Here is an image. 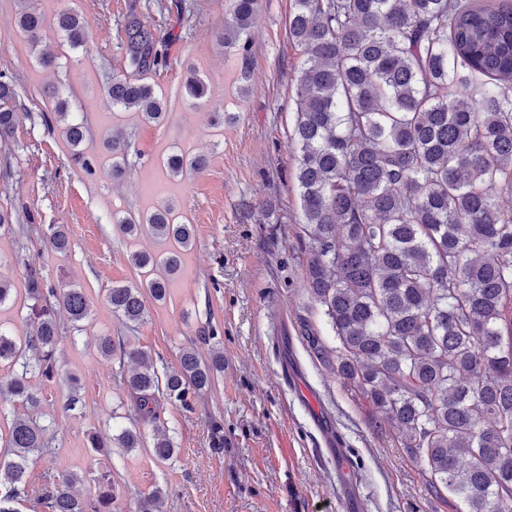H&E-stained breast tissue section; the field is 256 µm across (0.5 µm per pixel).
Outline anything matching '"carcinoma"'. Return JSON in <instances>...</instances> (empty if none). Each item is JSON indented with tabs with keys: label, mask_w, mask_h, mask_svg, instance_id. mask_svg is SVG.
<instances>
[{
	"label": "carcinoma",
	"mask_w": 512,
	"mask_h": 512,
	"mask_svg": "<svg viewBox=\"0 0 512 512\" xmlns=\"http://www.w3.org/2000/svg\"><path fill=\"white\" fill-rule=\"evenodd\" d=\"M17 28L44 70L58 57L39 50L52 27L70 49L86 47L88 25L71 8L47 17L38 0H18ZM259 0H235L220 41L249 58ZM197 0H181L180 26L198 17ZM300 49L296 69L295 171L300 198L306 293L320 308L336 346L303 328L311 357L382 413L395 447L419 466L437 497L461 502V512H512V0H292L288 22ZM181 34L157 33L136 7L118 30L124 69L108 78L112 111L145 123L169 119L151 79L168 64V46ZM184 91L192 107L208 103L195 73ZM55 102L44 125L66 141L74 165L123 180L131 144L121 133L87 153L84 120L68 111L58 85L43 87ZM23 107L14 80L0 73V142L12 140ZM207 158L176 151L162 159L169 177L203 170ZM25 205L0 209V231L25 235ZM122 233L146 232L170 243L159 257L133 252L146 270L141 287L116 286L112 311L126 324L144 322L148 301L162 302L194 244L193 225L170 203L143 214L112 217ZM56 253L69 250L66 229L47 227ZM27 330L0 329V400L35 410L41 396L32 378L57 373L59 310L76 324L89 314L79 289L56 287L43 268L23 269ZM106 358L129 357L141 370L122 384L136 399L138 419L160 422V401L194 408L224 372V355L201 360L184 348L177 370H159L140 351L106 338ZM50 426L34 416L12 418L0 447V512H21L33 500L48 512H112V473L93 479L99 492L82 499V476L46 471L26 480L30 457L51 451ZM136 424L112 435V447L145 448ZM160 463L176 455L174 439H153Z\"/></svg>",
	"instance_id": "cac0c4a2"
}]
</instances>
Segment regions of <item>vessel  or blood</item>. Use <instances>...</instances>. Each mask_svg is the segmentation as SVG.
<instances>
[{
    "instance_id": "obj_1",
    "label": "vessel or blood",
    "mask_w": 512,
    "mask_h": 512,
    "mask_svg": "<svg viewBox=\"0 0 512 512\" xmlns=\"http://www.w3.org/2000/svg\"><path fill=\"white\" fill-rule=\"evenodd\" d=\"M281 378L293 395L308 408L318 435V442L324 448L339 472H347L350 464L336 426L318 401L315 391L301 372L289 365H282Z\"/></svg>"
}]
</instances>
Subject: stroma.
Masks as SVG:
<instances>
[{
	"label": "stroma",
	"instance_id": "obj_1",
	"mask_svg": "<svg viewBox=\"0 0 512 512\" xmlns=\"http://www.w3.org/2000/svg\"><path fill=\"white\" fill-rule=\"evenodd\" d=\"M148 2L43 0L47 11L70 6L88 23L84 65L59 68L52 78L66 88L71 111L87 118L90 152L99 153L104 135L114 129L129 138L132 170L115 184L74 168L60 134L43 126L41 89L50 77L35 65L15 26L17 0H0V72L13 76L30 97L12 141L0 143V160L12 162L11 179L0 182V206L24 200L35 222L24 239L0 233V275L21 282L24 262H33L57 287L82 289L90 305L85 321L64 323L59 333L58 375L35 382L42 419L57 425L52 452L31 458L29 481L38 482L47 470L88 478L111 469L119 488L115 512H137L140 500L158 488L159 512H342L335 467L319 451L304 406L278 376L269 337L281 321L291 355L338 424L369 512H456L430 493L403 449L374 433L371 423L381 420L380 411L313 360L300 335L301 322L321 329L325 319L304 292L290 144L300 52L288 40L290 0H260L245 62L218 37L234 0H200L195 27L170 45L169 66L155 80L170 112L159 126L128 113L114 120L103 90L108 74L120 66L117 29L123 14L130 4ZM193 70L207 78L211 106L230 113L223 129L209 127L205 112L184 102L183 84ZM175 150L206 155V168L169 181L159 160ZM165 203L193 225L194 245L167 301L150 303L144 323L130 328L113 314L108 291L142 281L131 253L158 254L165 246L145 233L123 235L112 217ZM266 213L271 222H263ZM48 224L65 225L68 254H57L44 240ZM209 324L223 336V374L193 411L160 405L176 456L159 464L146 448H90L89 433L108 440L121 422L137 417L134 399L116 379L117 362L100 353L101 339H123L127 348L162 359L173 370L184 347L209 358L210 344L199 339ZM71 375L79 389L68 411ZM216 421L224 424L219 439L212 432Z\"/></svg>",
	"mask_w": 512,
	"mask_h": 512
}]
</instances>
